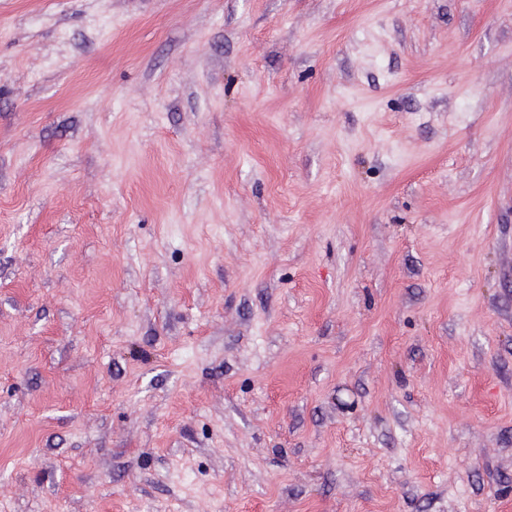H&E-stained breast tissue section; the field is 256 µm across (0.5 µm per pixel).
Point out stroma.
Here are the masks:
<instances>
[{
    "mask_svg": "<svg viewBox=\"0 0 512 512\" xmlns=\"http://www.w3.org/2000/svg\"><path fill=\"white\" fill-rule=\"evenodd\" d=\"M0 512H512V0H0Z\"/></svg>",
    "mask_w": 512,
    "mask_h": 512,
    "instance_id": "35a3bbf8",
    "label": "stroma"
}]
</instances>
